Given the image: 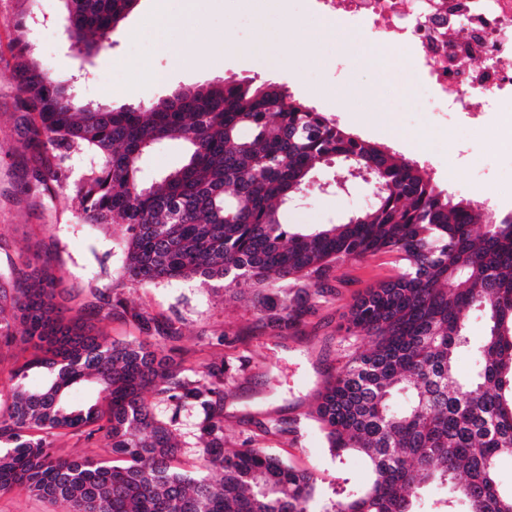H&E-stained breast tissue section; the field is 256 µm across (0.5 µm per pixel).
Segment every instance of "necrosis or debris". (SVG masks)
<instances>
[{
    "mask_svg": "<svg viewBox=\"0 0 512 512\" xmlns=\"http://www.w3.org/2000/svg\"><path fill=\"white\" fill-rule=\"evenodd\" d=\"M323 14L361 22L394 60L412 61L425 112H512V0H320ZM480 59L464 71L459 62Z\"/></svg>",
    "mask_w": 512,
    "mask_h": 512,
    "instance_id": "1",
    "label": "necrosis or debris"
}]
</instances>
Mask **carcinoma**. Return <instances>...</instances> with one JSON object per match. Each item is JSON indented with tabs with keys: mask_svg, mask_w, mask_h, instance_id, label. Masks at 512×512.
<instances>
[{
	"mask_svg": "<svg viewBox=\"0 0 512 512\" xmlns=\"http://www.w3.org/2000/svg\"><path fill=\"white\" fill-rule=\"evenodd\" d=\"M137 0H63L66 33L81 54L112 46ZM11 78L32 159L33 186L52 197L68 187L82 224H124V288L201 278L263 293L261 320L288 330L312 308L314 288L347 260L393 255L398 271L352 307L345 332L373 337L326 381L307 417L340 459L361 455L373 479L321 502L314 474L256 443L224 449L221 362L192 375L174 359L179 328L107 302L146 332L133 344L93 330L105 314L82 305L64 320L50 261L33 278L0 275V351L22 342L31 357L10 370L0 402V493L24 490L65 512H512L497 464L512 458V212L475 230L471 203L440 190L418 162L343 128L286 89L226 78L148 106L82 104L69 79L31 54L28 21L17 23ZM188 146L183 163L149 185L139 163L168 141ZM328 160L374 173V205L345 224L292 232L281 207L307 189ZM481 312L483 335L468 331ZM462 353L475 369L460 374ZM44 375L41 387L27 379ZM160 404L172 405L164 418ZM201 418L199 465H175V411ZM102 432L106 459L63 458L50 437ZM216 470L218 480L209 477Z\"/></svg>",
	"mask_w": 512,
	"mask_h": 512,
	"instance_id": "obj_1",
	"label": "carcinoma"
}]
</instances>
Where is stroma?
<instances>
[{
	"mask_svg": "<svg viewBox=\"0 0 512 512\" xmlns=\"http://www.w3.org/2000/svg\"><path fill=\"white\" fill-rule=\"evenodd\" d=\"M151 10L152 0H138L120 24L112 49L86 56L69 48L62 0H0L1 271L20 253L35 269L41 266V256H50L67 305L75 308L91 302V289L107 288L118 278L123 260L119 244L127 236L121 224L78 223L68 189L46 198L28 188L19 92L10 78L14 23L28 14L40 21L29 36L31 52L50 72L77 76L83 102L113 109L133 101L150 104L224 77L256 85L272 81L361 138L416 160L439 189L470 201L483 218L512 212V197L503 195L512 186V154L494 134L501 114H488L489 132L477 142L465 114L435 117L419 111L404 79V65L391 63L386 45L376 43L363 26L343 27L352 41L351 54H344L336 42L315 41L316 54L311 57L305 54L304 43L315 40L322 21L315 0H288L289 12L306 25L302 42L290 48L282 45L279 17L269 6L240 10L231 0H196L189 29L163 32ZM223 36L227 44L200 62V45ZM175 51L182 57L178 69L171 64ZM285 56L291 66L282 65ZM332 77L347 86L344 97L328 92ZM378 108L388 123L370 121ZM343 173L339 164L319 166L300 206L283 210V223L300 229L343 224L370 209L372 185L359 179L339 185ZM397 271L389 255L341 264L325 282L318 303L297 326L282 333L260 320L247 284L225 291L201 287L195 279H179L125 288L121 296L157 323L179 328L186 369L198 370L218 360L230 365L233 379L224 392L225 448L242 447L277 421L297 420L294 433L266 435L264 446L317 476L319 497L326 501L339 490L365 486L371 473L357 454L334 458L316 424L304 415L314 409L326 380L348 355L371 345L370 337L345 334L351 306Z\"/></svg>",
	"mask_w": 512,
	"mask_h": 512,
	"instance_id": "35a3bbf8",
	"label": "stroma"
}]
</instances>
